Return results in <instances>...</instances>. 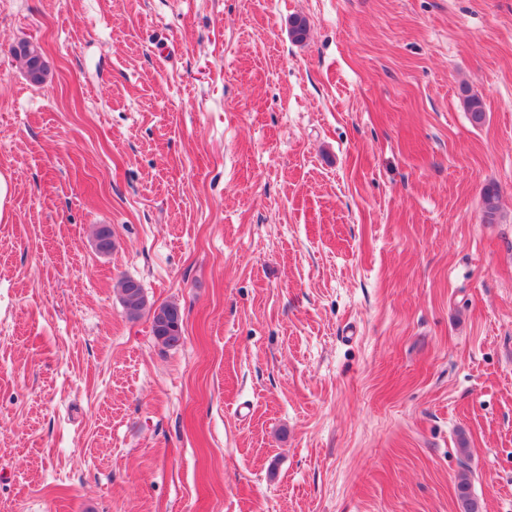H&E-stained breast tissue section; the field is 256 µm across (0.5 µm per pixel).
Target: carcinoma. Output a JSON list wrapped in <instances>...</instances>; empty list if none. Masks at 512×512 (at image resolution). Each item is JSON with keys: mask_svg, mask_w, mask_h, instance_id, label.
Returning <instances> with one entry per match:
<instances>
[{"mask_svg": "<svg viewBox=\"0 0 512 512\" xmlns=\"http://www.w3.org/2000/svg\"><path fill=\"white\" fill-rule=\"evenodd\" d=\"M462 92L463 103L472 123L483 124L486 120V112L482 98L466 88L462 89ZM499 195V189L495 185L485 187L482 192L484 216L486 222L490 224L497 220ZM119 297L129 319H138L146 313L150 315L152 333L164 346L174 348L181 344L183 318L177 304L165 303L155 308L148 305L141 285L131 278L120 280ZM457 498L461 505V512H480L478 503L471 494V482L466 474L460 477L457 484Z\"/></svg>", "mask_w": 512, "mask_h": 512, "instance_id": "cac0c4a2", "label": "carcinoma"}]
</instances>
